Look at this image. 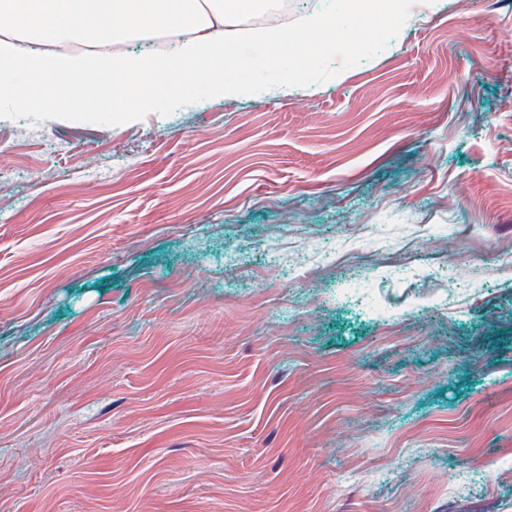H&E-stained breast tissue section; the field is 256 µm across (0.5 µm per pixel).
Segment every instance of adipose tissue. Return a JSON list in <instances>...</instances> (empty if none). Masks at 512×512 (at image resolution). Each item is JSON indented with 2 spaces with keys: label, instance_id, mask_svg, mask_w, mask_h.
Wrapping results in <instances>:
<instances>
[{
  "label": "adipose tissue",
  "instance_id": "adipose-tissue-1",
  "mask_svg": "<svg viewBox=\"0 0 512 512\" xmlns=\"http://www.w3.org/2000/svg\"><path fill=\"white\" fill-rule=\"evenodd\" d=\"M437 0H336L335 11H316L309 14L303 23L304 30L317 31L323 29L332 14L363 19L381 13L387 14L394 27L420 22L429 13L437 11Z\"/></svg>",
  "mask_w": 512,
  "mask_h": 512
}]
</instances>
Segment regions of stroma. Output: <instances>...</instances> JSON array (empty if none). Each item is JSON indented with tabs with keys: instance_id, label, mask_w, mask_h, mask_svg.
<instances>
[{
	"instance_id": "1",
	"label": "stroma",
	"mask_w": 512,
	"mask_h": 512,
	"mask_svg": "<svg viewBox=\"0 0 512 512\" xmlns=\"http://www.w3.org/2000/svg\"><path fill=\"white\" fill-rule=\"evenodd\" d=\"M24 124L0 512H512V0L339 82Z\"/></svg>"
}]
</instances>
